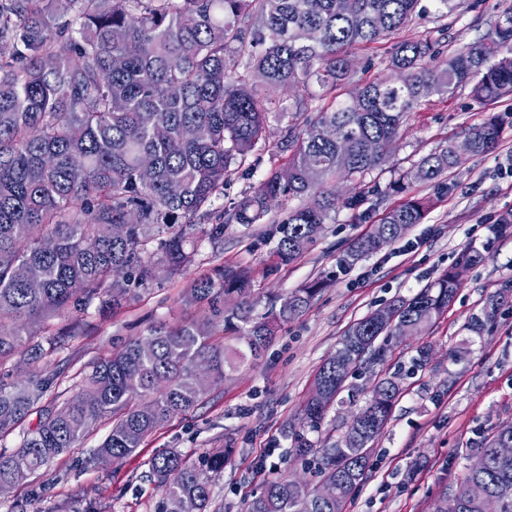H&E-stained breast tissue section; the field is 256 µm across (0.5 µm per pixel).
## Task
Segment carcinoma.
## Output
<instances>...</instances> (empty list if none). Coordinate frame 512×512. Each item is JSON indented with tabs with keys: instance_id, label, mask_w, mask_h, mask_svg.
I'll use <instances>...</instances> for the list:
<instances>
[{
	"instance_id": "cac0c4a2",
	"label": "carcinoma",
	"mask_w": 512,
	"mask_h": 512,
	"mask_svg": "<svg viewBox=\"0 0 512 512\" xmlns=\"http://www.w3.org/2000/svg\"><path fill=\"white\" fill-rule=\"evenodd\" d=\"M420 0H0V367L15 361L24 376L0 371V436L19 427L33 410L36 427L18 448L0 451V485L31 474L77 447L100 419L112 428L85 466L118 461L175 416L194 409L212 383L248 358H257L283 324L299 316L321 287L311 283L271 298L257 312L248 270L219 265L195 279L190 298L207 314L176 324L159 323L120 349L90 361L79 390L59 404L50 397L57 372L48 357L67 337L42 342L33 327L46 314L76 320L91 306L117 312L138 298L130 282L147 286L181 275L195 262L198 243L219 248L230 224H260L269 199L308 197L288 209L276 228L274 256L289 262L308 250L336 211L328 181H358L380 168L408 113L430 97H450L469 86L483 105L512 93V8L494 31L441 58L427 40L399 42L387 77L348 92L351 50L376 44L406 26ZM293 87L286 103L276 96ZM285 124L277 153L287 156L290 178L272 171L227 206L215 205L233 176L249 177L263 160L270 121ZM500 137L496 121L472 129L471 154L489 152ZM152 179L139 174L143 158ZM447 145L422 157L389 186L406 192L410 181L433 182L457 168ZM427 204L406 199L390 208L372 231L348 243L345 267L422 223ZM129 225L114 239L106 226ZM482 260L467 251L435 282L389 304L394 321L381 326L369 314L345 332L336 355L356 368L385 364L407 326L420 330L440 316L457 289V269ZM38 271L42 288L31 292L25 273ZM233 295L238 304L224 307ZM506 297H488L471 331L495 324ZM234 336L242 346L217 340ZM147 343L151 351L140 345ZM211 366L201 380L196 364ZM316 381L322 400H308L302 423L320 428L348 376L325 360ZM404 390L398 372L379 376L365 404L336 439L316 442L289 431L296 456L337 499L289 485L264 482L244 512H343L366 476L374 443ZM512 444L501 428L480 451L487 469L467 471L453 493L460 512H512V460L495 448ZM224 471V454L192 463L175 450L150 461L148 478L164 488L156 512H182L192 499L197 512L211 507L210 478Z\"/></svg>"
}]
</instances>
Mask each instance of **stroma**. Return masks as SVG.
Segmentation results:
<instances>
[{
	"label": "stroma",
	"mask_w": 512,
	"mask_h": 512,
	"mask_svg": "<svg viewBox=\"0 0 512 512\" xmlns=\"http://www.w3.org/2000/svg\"><path fill=\"white\" fill-rule=\"evenodd\" d=\"M422 12L371 49L354 51L351 82L385 78V62L396 43L425 39L451 53L483 37L512 0H464L453 16H440L431 0ZM496 119L502 134L485 155L466 156L438 182H416L406 195L432 200L422 223L376 254L339 269L341 244L368 233L403 196L387 189L421 157L468 131ZM338 203L317 242L289 263L271 254L275 221L287 208L272 207L259 224H232L222 248L201 243L185 273L154 282L149 291L117 313L96 309L75 321L48 317L37 325L40 337L67 332L68 345L52 356L59 377L52 390L68 397L93 357L111 354L114 342L141 335L153 323L173 324L200 317L201 305L186 302L191 282L221 264L247 268L260 298L285 296L307 282L325 278L327 287L300 316L285 324L261 357L226 373L188 416L171 419L132 455L99 466L84 461L109 433L112 423L96 422L80 447L30 474L0 497V512L15 500H29L30 512H155L161 498L146 481L151 458L174 449L186 458L221 452L224 471L211 482L214 512H242L244 499L262 481L285 476L316 489L318 479L290 453L283 434L299 427L318 370L335 353L349 326L398 298L415 295L454 266L469 250L481 262L465 268L454 300L444 314L418 335L403 337L385 368L408 365L419 347L430 349V363L406 376L405 391L374 446L365 481L347 500L345 512H432L441 492L452 491L472 465L488 435L512 424V305L482 335L467 331L487 297L512 282V224L500 223L512 211V96L483 106L468 91L435 99L409 113L388 162L363 183H335ZM357 206H346L350 197ZM416 244L407 252V244Z\"/></svg>",
	"instance_id": "1"
}]
</instances>
